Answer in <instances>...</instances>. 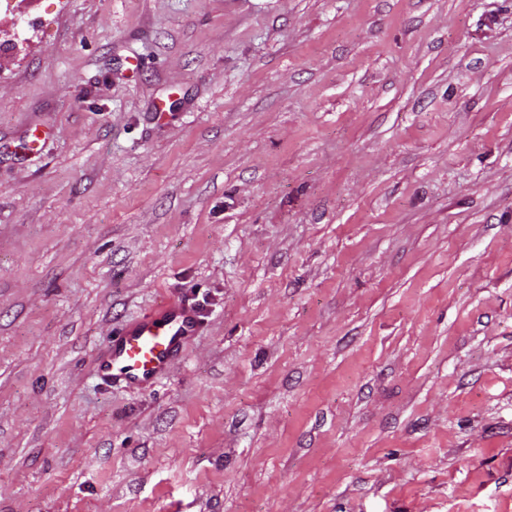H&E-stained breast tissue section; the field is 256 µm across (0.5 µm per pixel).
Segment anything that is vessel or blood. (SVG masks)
<instances>
[{
	"label": "vessel or blood",
	"instance_id": "b4317fda",
	"mask_svg": "<svg viewBox=\"0 0 512 512\" xmlns=\"http://www.w3.org/2000/svg\"><path fill=\"white\" fill-rule=\"evenodd\" d=\"M200 317L190 305L165 301L139 320L125 325L99 358L97 375L131 387H144L158 378L183 347L196 336Z\"/></svg>",
	"mask_w": 512,
	"mask_h": 512
}]
</instances>
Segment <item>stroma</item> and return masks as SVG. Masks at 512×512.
<instances>
[{
  "label": "stroma",
  "mask_w": 512,
  "mask_h": 512,
  "mask_svg": "<svg viewBox=\"0 0 512 512\" xmlns=\"http://www.w3.org/2000/svg\"><path fill=\"white\" fill-rule=\"evenodd\" d=\"M0 39V512H512V0H0ZM165 298L202 334L102 384Z\"/></svg>",
  "instance_id": "35a3bbf8"
}]
</instances>
